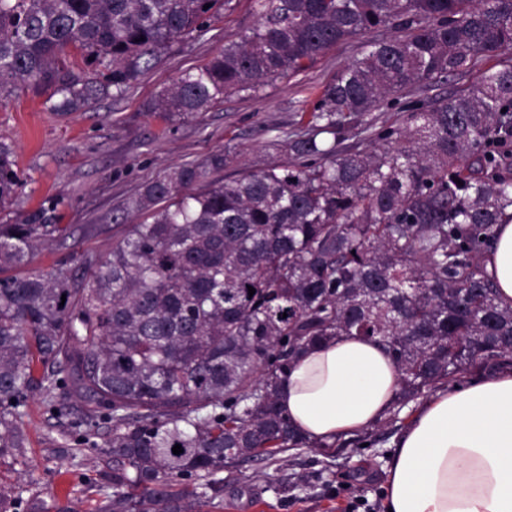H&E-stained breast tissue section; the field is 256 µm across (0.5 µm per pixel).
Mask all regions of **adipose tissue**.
I'll return each instance as SVG.
<instances>
[{
    "mask_svg": "<svg viewBox=\"0 0 512 512\" xmlns=\"http://www.w3.org/2000/svg\"><path fill=\"white\" fill-rule=\"evenodd\" d=\"M484 268L512 302V223L497 228ZM384 347L343 335L302 353L279 405L304 437L322 441L376 423L399 390ZM389 512H512V372L437 391L400 435L388 466Z\"/></svg>",
    "mask_w": 512,
    "mask_h": 512,
    "instance_id": "1",
    "label": "adipose tissue"
}]
</instances>
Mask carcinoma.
Wrapping results in <instances>:
<instances>
[{"mask_svg": "<svg viewBox=\"0 0 512 512\" xmlns=\"http://www.w3.org/2000/svg\"><path fill=\"white\" fill-rule=\"evenodd\" d=\"M230 2L0 0V89L20 84L57 112L122 95ZM255 2L257 25L183 71L157 111L205 112L343 40L395 35L342 67L304 126L273 136L288 163L197 193L184 189L234 155L185 163L128 202L122 219L150 221L104 260L85 259L83 276L0 277V458L23 454L32 392L59 415L77 399L88 431L110 429L100 453L112 492L99 512H203L224 498V469L328 447L296 432L278 392L301 353L335 336L389 352L400 374L391 421L472 369L512 364V306L483 266L496 226L512 223V64L398 124L379 130L374 115L409 86L511 53L512 0ZM355 130L375 145L340 148ZM18 183L0 144L1 205ZM67 231L49 206L0 224V273ZM183 480L201 491L174 489Z\"/></svg>", "mask_w": 512, "mask_h": 512, "instance_id": "obj_1", "label": "carcinoma"}]
</instances>
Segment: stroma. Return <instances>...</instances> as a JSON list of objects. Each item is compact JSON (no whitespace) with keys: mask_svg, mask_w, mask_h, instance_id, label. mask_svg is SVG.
Here are the masks:
<instances>
[{"mask_svg":"<svg viewBox=\"0 0 512 512\" xmlns=\"http://www.w3.org/2000/svg\"><path fill=\"white\" fill-rule=\"evenodd\" d=\"M254 0H232L229 10L206 35L175 42L157 67L139 77L124 95L107 94L75 112H53L44 97L23 88L0 90V142L10 146L22 184L0 207V224H14L42 203L52 202L74 233L49 243L31 263L49 271L68 261L83 274V261L102 259L125 226L116 214L150 179L184 163L204 161L232 146L235 161L209 173L212 182L237 178L246 170L284 163L269 142L271 131L290 132L305 120L318 92L336 72L357 58L365 39L342 41L304 71L270 81L258 92L240 93L209 110L167 117L154 109L158 93L187 69L205 65L222 51L226 39L257 23ZM499 58L478 56L474 67L448 83L414 85L399 99L383 102L378 124L392 125L404 108L462 92ZM78 414L59 415L47 400L31 395L23 409L25 455L0 459V485L20 493L19 512L34 499L47 500L57 512H98L107 484L99 447L87 441ZM369 448H304L282 454L277 463L256 459L221 472L224 506L219 512H383L388 455L400 428L375 424Z\"/></svg>","mask_w":512,"mask_h":512,"instance_id":"obj_1","label":"stroma"}]
</instances>
